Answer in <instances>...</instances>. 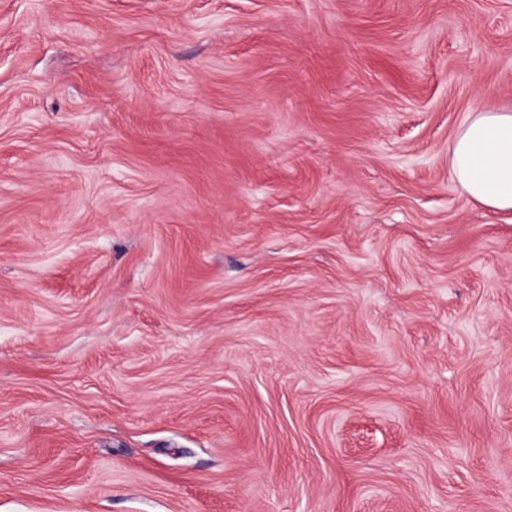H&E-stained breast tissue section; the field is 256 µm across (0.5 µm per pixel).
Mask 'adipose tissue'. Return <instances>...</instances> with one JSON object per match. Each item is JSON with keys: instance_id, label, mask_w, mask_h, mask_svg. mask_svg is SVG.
I'll return each instance as SVG.
<instances>
[{"instance_id": "obj_1", "label": "adipose tissue", "mask_w": 512, "mask_h": 512, "mask_svg": "<svg viewBox=\"0 0 512 512\" xmlns=\"http://www.w3.org/2000/svg\"><path fill=\"white\" fill-rule=\"evenodd\" d=\"M449 163L472 200L512 211V110L488 107L470 118L453 143Z\"/></svg>"}]
</instances>
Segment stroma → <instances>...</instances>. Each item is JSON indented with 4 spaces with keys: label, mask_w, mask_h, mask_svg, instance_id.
<instances>
[{
    "label": "stroma",
    "mask_w": 512,
    "mask_h": 512,
    "mask_svg": "<svg viewBox=\"0 0 512 512\" xmlns=\"http://www.w3.org/2000/svg\"><path fill=\"white\" fill-rule=\"evenodd\" d=\"M512 0H0V512H512ZM449 163L472 200L512 211V110L488 107L477 112L455 138Z\"/></svg>",
    "instance_id": "stroma-1"
}]
</instances>
